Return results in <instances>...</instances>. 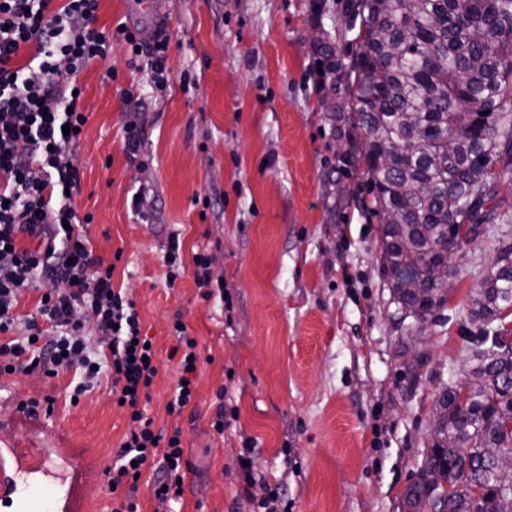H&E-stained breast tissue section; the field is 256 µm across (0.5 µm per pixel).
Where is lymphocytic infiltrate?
I'll return each mask as SVG.
<instances>
[{
  "mask_svg": "<svg viewBox=\"0 0 512 512\" xmlns=\"http://www.w3.org/2000/svg\"><path fill=\"white\" fill-rule=\"evenodd\" d=\"M100 0H0V373L48 378L70 370L82 382L80 398L101 373L112 378L116 405L130 427L105 476L116 501L112 512H141L136 493L144 470L157 474L154 499L178 503L190 464L182 434L154 431L146 414L158 373L156 352L141 330L133 300L112 286V266L95 255L87 236L91 216L79 215L81 190L74 149L88 118L78 108L79 78L94 60L106 59L113 35L97 23ZM35 52L14 65L22 48ZM51 281L34 313L18 311L24 292ZM90 310L97 339L88 343L78 309ZM180 380L168 402L182 412L193 398L197 341L182 321Z\"/></svg>",
  "mask_w": 512,
  "mask_h": 512,
  "instance_id": "f902f5d3",
  "label": "lymphocytic infiltrate"
}]
</instances>
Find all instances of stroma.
I'll use <instances>...</instances> for the list:
<instances>
[{
    "label": "stroma",
    "mask_w": 512,
    "mask_h": 512,
    "mask_svg": "<svg viewBox=\"0 0 512 512\" xmlns=\"http://www.w3.org/2000/svg\"><path fill=\"white\" fill-rule=\"evenodd\" d=\"M342 4L162 0L156 14L141 0L102 2L106 28L125 24L148 45L158 26L171 36L168 87L129 67L121 38L84 71L76 208L91 215V244L113 264V285L135 302L156 350L147 414L154 430L182 433L191 468L181 512H253L250 477L276 489V512H403L432 446L435 404L467 381L463 338L477 290L512 246V167L499 164L494 219L455 254L444 306L421 325L394 300L370 176L362 162L341 160L367 132L351 101L340 118L327 112L332 92L317 71L313 32L344 63L358 50ZM130 122L142 130L133 158ZM174 235L185 271L170 284ZM198 254L223 295L203 298ZM178 319L197 341L199 369L192 403L175 415L167 403L179 374L168 354ZM412 351L423 353L420 367ZM72 378L0 374V447L38 441L111 465L128 414L106 375L70 405ZM47 395L52 415L19 411ZM220 412L230 422L221 433Z\"/></svg>",
    "instance_id": "35a3bbf8"
}]
</instances>
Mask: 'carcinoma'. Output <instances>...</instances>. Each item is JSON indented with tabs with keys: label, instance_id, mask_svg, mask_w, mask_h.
Segmentation results:
<instances>
[{
	"label": "carcinoma",
	"instance_id": "1",
	"mask_svg": "<svg viewBox=\"0 0 512 512\" xmlns=\"http://www.w3.org/2000/svg\"><path fill=\"white\" fill-rule=\"evenodd\" d=\"M345 25L362 39L346 71L320 46L321 67L344 85L368 137L362 158L387 224L383 268L394 299L424 319L448 293L446 247L457 224L486 223L490 169L512 163V0H345ZM474 300L480 327L467 337L471 403L444 390L436 406L443 434H469L467 451L434 441L404 492L405 512H512L496 490L494 455L512 449V347L499 322L512 309V248ZM452 491L436 502L437 480Z\"/></svg>",
	"mask_w": 512,
	"mask_h": 512
}]
</instances>
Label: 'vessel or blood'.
I'll return each instance as SVG.
<instances>
[{"label":"vessel or blood","instance_id":"obj_1","mask_svg":"<svg viewBox=\"0 0 512 512\" xmlns=\"http://www.w3.org/2000/svg\"><path fill=\"white\" fill-rule=\"evenodd\" d=\"M60 457L72 469L65 490L50 480ZM92 473V463L71 448H0V504L11 512H82L83 484Z\"/></svg>","mask_w":512,"mask_h":512}]
</instances>
